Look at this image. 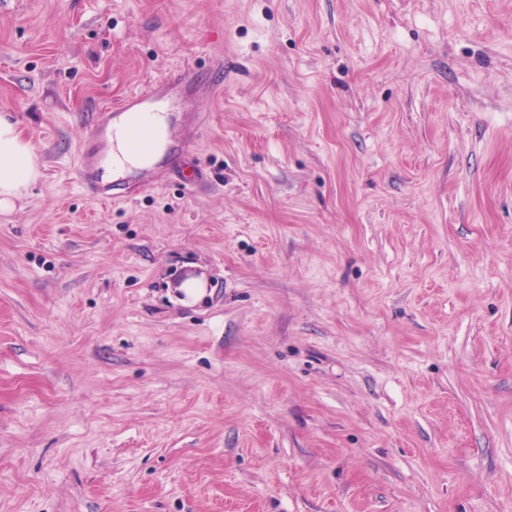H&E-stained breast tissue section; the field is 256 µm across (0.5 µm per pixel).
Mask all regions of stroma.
<instances>
[{
  "instance_id": "stroma-1",
  "label": "stroma",
  "mask_w": 512,
  "mask_h": 512,
  "mask_svg": "<svg viewBox=\"0 0 512 512\" xmlns=\"http://www.w3.org/2000/svg\"><path fill=\"white\" fill-rule=\"evenodd\" d=\"M219 65L195 188L84 194ZM0 115V512H512V0H0ZM191 75L189 69L178 70L168 74L146 90L134 92L128 95L121 103L103 108L98 112L93 128L92 141L94 145L89 147L80 160V185L82 189L92 198L104 201H126L135 196L141 183L132 182H108L102 175L101 155L97 153L95 144L101 145L110 132L111 127L119 123L123 117L135 112L133 120L141 127H150L158 133V146L153 156L142 161L131 156L127 151L128 128L127 120L116 126L113 138L110 140L106 157V169L112 176L119 177L134 168H141L139 174H147L146 185H161L168 180L173 173L179 172L178 160L197 140L202 130V116L199 112L187 114L182 131L171 138L169 144V155L166 163L159 167H146L153 163L158 150L164 147L168 137V123L165 115L159 112L147 111V105L170 89L186 81ZM146 167V168H143ZM38 175L32 149L14 125L0 117V209H9Z\"/></svg>"
}]
</instances>
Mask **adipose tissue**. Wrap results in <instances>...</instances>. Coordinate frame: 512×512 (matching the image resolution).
Returning <instances> with one entry per match:
<instances>
[{
  "mask_svg": "<svg viewBox=\"0 0 512 512\" xmlns=\"http://www.w3.org/2000/svg\"><path fill=\"white\" fill-rule=\"evenodd\" d=\"M39 175L35 155L14 125L0 117V209H9L14 198Z\"/></svg>",
  "mask_w": 512,
  "mask_h": 512,
  "instance_id": "obj_1",
  "label": "adipose tissue"
}]
</instances>
